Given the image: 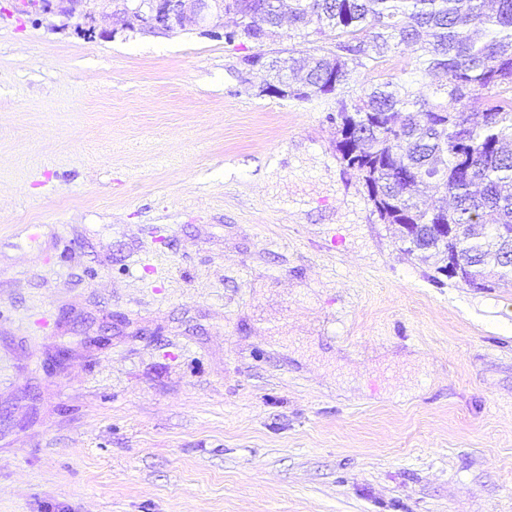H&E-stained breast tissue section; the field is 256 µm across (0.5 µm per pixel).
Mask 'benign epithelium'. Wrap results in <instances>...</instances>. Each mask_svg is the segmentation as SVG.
<instances>
[{
  "label": "benign epithelium",
  "instance_id": "1",
  "mask_svg": "<svg viewBox=\"0 0 512 512\" xmlns=\"http://www.w3.org/2000/svg\"><path fill=\"white\" fill-rule=\"evenodd\" d=\"M91 0H46L43 11L47 14L69 18L75 14L83 17L89 32H95V17L90 8ZM219 0H122L116 12L123 17V26L135 29L147 26L154 31L167 33L174 26L192 21L207 24L211 18L224 27V9H216Z\"/></svg>",
  "mask_w": 512,
  "mask_h": 512
}]
</instances>
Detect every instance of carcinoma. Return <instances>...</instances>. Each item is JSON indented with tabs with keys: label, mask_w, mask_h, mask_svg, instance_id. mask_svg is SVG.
Here are the masks:
<instances>
[{
	"label": "carcinoma",
	"mask_w": 512,
	"mask_h": 512,
	"mask_svg": "<svg viewBox=\"0 0 512 512\" xmlns=\"http://www.w3.org/2000/svg\"><path fill=\"white\" fill-rule=\"evenodd\" d=\"M289 36L310 45L271 59L275 75L300 76L289 97L336 94L353 81L349 57L377 65L410 48L421 88L385 82L336 100L327 116L336 153L356 173L401 250L447 268L460 281L512 287V0H224L240 16L224 42L263 44ZM336 37V50L318 42Z\"/></svg>",
	"instance_id": "carcinoma-1"
}]
</instances>
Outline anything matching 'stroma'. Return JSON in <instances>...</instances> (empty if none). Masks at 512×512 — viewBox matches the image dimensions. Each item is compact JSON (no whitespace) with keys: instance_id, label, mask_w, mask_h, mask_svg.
I'll return each instance as SVG.
<instances>
[{"instance_id":"stroma-1","label":"stroma","mask_w":512,"mask_h":512,"mask_svg":"<svg viewBox=\"0 0 512 512\" xmlns=\"http://www.w3.org/2000/svg\"><path fill=\"white\" fill-rule=\"evenodd\" d=\"M96 17L0 0V512H512V288L401 251L288 37Z\"/></svg>"}]
</instances>
